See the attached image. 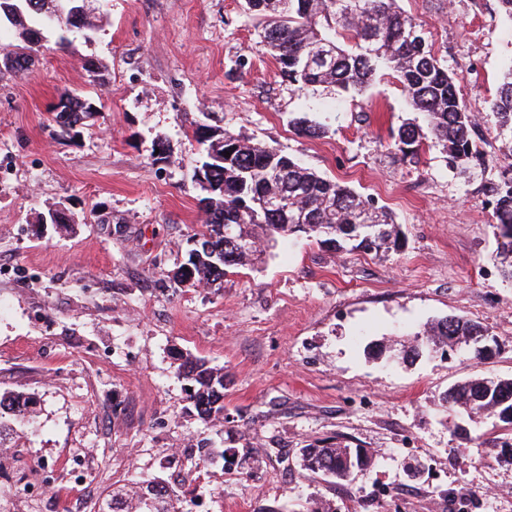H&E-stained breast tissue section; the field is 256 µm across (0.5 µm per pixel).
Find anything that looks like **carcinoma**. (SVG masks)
<instances>
[{
	"label": "carcinoma",
	"mask_w": 512,
	"mask_h": 512,
	"mask_svg": "<svg viewBox=\"0 0 512 512\" xmlns=\"http://www.w3.org/2000/svg\"><path fill=\"white\" fill-rule=\"evenodd\" d=\"M55 0H0V19L11 22L13 41L0 46L1 53L15 56L5 72L16 76L29 70L31 51L42 29L55 35L63 50L70 44L72 29L94 32L100 28L95 15H80L54 21L46 9ZM248 11L265 19L261 42L279 65L282 75L303 91L309 87L334 85L345 92L364 93L374 77L389 71L402 84L412 107L428 117L430 134L449 153L462 172L483 164L471 132L474 116L458 96L456 79L436 56L426 33L406 15L398 0H245ZM95 103L78 96L61 102L52 122L67 136L85 125ZM488 118L499 131L512 133V67L502 77L491 102ZM301 135L319 139L326 129L302 113L292 119ZM195 134L204 145L199 169L204 188L202 247L180 282L197 287L224 280L226 269L245 266L259 256L260 228L266 235L303 233L337 250L347 246L369 252H398L402 236L394 216L370 199L302 166L281 151L254 145L230 130ZM426 139L423 129L402 124L395 136L402 157L418 158ZM501 182L493 211L494 235L499 239L494 260L502 276L512 280V154L501 160ZM267 192L282 195L288 209L269 216L256 204ZM233 225L248 247L238 251L225 244L223 229ZM486 328L462 316H445L424 325L413 338L392 349L397 361L412 362L433 349L451 348L462 339ZM178 375L189 382L188 399L205 422L224 420V370L203 359H188ZM444 412L463 414L474 421L484 417L498 420L497 428L512 432V379L483 376L458 382L444 393ZM35 400L23 392L0 395V411L23 421L33 412ZM231 448H200L199 462L210 465L215 458L234 455ZM373 454L362 450L360 464L347 456V446L336 443L301 449L304 469L347 481L355 469L370 465ZM112 512H181L179 494L156 479L133 489L112 491Z\"/></svg>",
	"instance_id": "obj_1"
}]
</instances>
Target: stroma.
Instances as JSON below:
<instances>
[{"label":"stroma","instance_id":"1","mask_svg":"<svg viewBox=\"0 0 512 512\" xmlns=\"http://www.w3.org/2000/svg\"><path fill=\"white\" fill-rule=\"evenodd\" d=\"M102 22L67 50L46 34L21 76L0 74V394L36 400L33 417H0V502L10 471L31 455L55 464L97 455L94 500L140 477L176 480L185 512H254L288 502L336 512H512V463L493 420L474 437L452 434L441 407L454 383L512 378V282L493 266L491 202L512 136L486 122L505 68L512 21L496 0H400L459 80L476 119L485 168L461 174L434 138L418 162L394 146L405 122L425 125L397 79L361 96L297 90L260 43L244 0H92ZM106 68L91 82L90 63ZM73 94L98 110L79 136L50 120ZM324 126L300 136L298 113ZM280 149L389 208L401 252L337 251L304 236L277 238L221 284L188 287L173 271L193 249L206 192L196 170L200 126ZM167 153L155 161L156 143ZM65 229L44 223L49 212ZM460 315L497 341L496 353L391 363L376 346L426 322ZM188 358L223 369L227 422L207 424L177 374ZM330 439L373 452L349 481L304 470L301 448ZM235 449L196 477L201 446ZM186 458L177 472L168 449ZM257 449L259 462L245 458Z\"/></svg>","mask_w":512,"mask_h":512}]
</instances>
